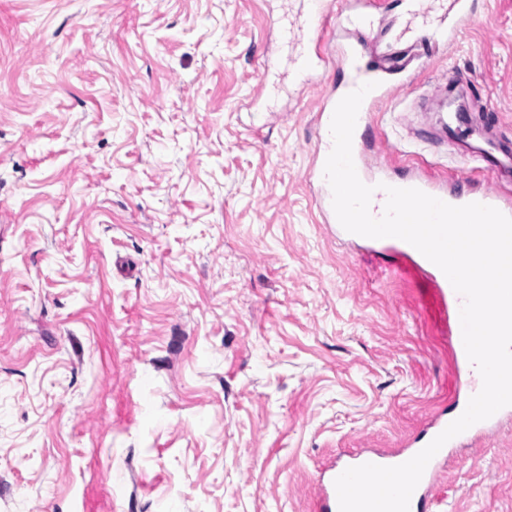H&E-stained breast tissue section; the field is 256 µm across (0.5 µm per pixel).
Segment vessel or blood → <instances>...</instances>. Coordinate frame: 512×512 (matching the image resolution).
I'll return each instance as SVG.
<instances>
[{
	"label": "vessel or blood",
	"mask_w": 512,
	"mask_h": 512,
	"mask_svg": "<svg viewBox=\"0 0 512 512\" xmlns=\"http://www.w3.org/2000/svg\"><path fill=\"white\" fill-rule=\"evenodd\" d=\"M377 7L376 0H343L341 6L338 7L333 5L332 0H302L296 29L291 30L284 26L279 29L281 43L292 45L295 51L294 56L290 58V64L300 83H308L314 75L324 72L333 64L346 66L351 70L348 82L342 89L333 90L326 96L317 115L319 141L309 178L317 185V203L324 223L336 225L337 236L346 237V230L336 224L337 217L332 206V192L324 176V167L333 148V139L330 133L333 112L345 94L356 90L366 82L373 83L374 88L365 96L358 112L356 122L358 130L353 134L352 156L361 181L375 189L370 207L373 216L382 215L386 201L384 188L390 185L400 188H416L454 206L481 203L512 217V198L501 192L479 188L464 193L456 185L448 183L447 180L433 177L425 172H415L398 180L394 178L390 165L366 161L361 127L368 124L371 114L379 102L388 99L394 89L404 87L413 80L412 75L405 73L403 67L399 65L382 70L365 69L362 64L365 54L363 43L357 42L342 47L336 42L338 28L342 27L354 32L368 28L373 22L374 11ZM475 10L476 0H451L445 19L430 20L428 12H425L418 4L414 5L412 13L422 20V41L445 46L454 43L459 34L471 26ZM382 244L394 250L402 259L411 262L432 282L440 301L449 313V347L454 366L468 377L465 388L466 395H474L480 390L481 383L472 376L473 366L467 358L462 340L460 324L462 297L456 293L441 269L411 244L398 238L383 239ZM465 408V402L461 401L451 411L437 412L425 429L410 439L405 448L401 450L395 452L354 450L349 452L346 458L330 464L320 475L317 512H339L335 480L347 468L366 463L395 466L410 460L457 419ZM492 425L493 422L489 419L472 425L462 432L461 436L450 439L447 447L440 449L435 454L413 492L409 512H430L434 503L430 490L438 469L448 457L449 449L456 447L461 440H467L488 431Z\"/></svg>",
	"instance_id": "vessel-or-blood-1"
}]
</instances>
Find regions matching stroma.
<instances>
[{
    "label": "stroma",
    "instance_id": "stroma-1",
    "mask_svg": "<svg viewBox=\"0 0 512 512\" xmlns=\"http://www.w3.org/2000/svg\"><path fill=\"white\" fill-rule=\"evenodd\" d=\"M408 3L369 55L428 65L364 139L395 176L462 177L512 150V0L429 51ZM296 8L0 0V512H315L324 463L452 398L429 279L321 221L316 116L345 72L294 82ZM439 83L462 121L426 111ZM434 495L512 512V421L451 449Z\"/></svg>",
    "mask_w": 512,
    "mask_h": 512
}]
</instances>
